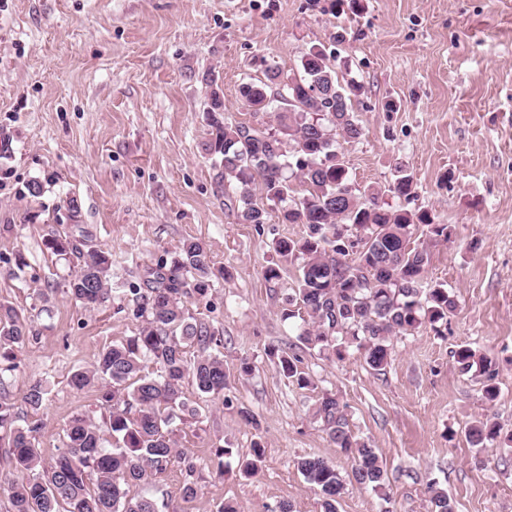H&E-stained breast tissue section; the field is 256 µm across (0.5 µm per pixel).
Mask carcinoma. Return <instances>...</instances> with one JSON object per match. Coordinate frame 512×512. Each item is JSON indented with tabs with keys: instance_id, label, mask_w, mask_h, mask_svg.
<instances>
[{
	"instance_id": "obj_1",
	"label": "carcinoma",
	"mask_w": 512,
	"mask_h": 512,
	"mask_svg": "<svg viewBox=\"0 0 512 512\" xmlns=\"http://www.w3.org/2000/svg\"><path fill=\"white\" fill-rule=\"evenodd\" d=\"M322 95L309 93L312 83ZM359 87L342 83L326 52L311 47L300 57L299 73L286 80L275 65L265 68V80L240 88L246 103L260 110L281 103L276 127L228 123L224 103L212 92L209 105L211 138L207 145L221 168L220 179L232 185L230 201L238 221L265 224L268 212L254 201L256 190L279 206V219L304 224L299 240L276 241L277 261L266 268L268 281L281 270L296 267V297L288 300L285 316H296L299 304L310 317L298 335L300 343L338 359L353 344L375 371L388 364L390 337L410 334L430 325L438 334L456 308L454 295L443 283L423 287L429 262L427 250L412 241L423 227L434 237L448 238V225L437 224L426 211H412L378 201L379 191L358 189L336 148V137L360 139L363 128L353 110ZM413 177L400 173L388 192L409 202L416 196ZM44 247L56 260L74 265L63 287L74 300L93 308L110 293L112 260L85 238L53 233ZM213 262L203 245L185 239L175 254L145 270L143 287L132 288V315L143 322L139 331L102 350L95 365L76 370L69 383L76 390L98 386L109 412V435L77 414L65 429V448L50 471L41 473L36 446L38 427H18L9 394L0 389V440H7L14 478L7 481V512H156L152 500L138 497L133 488L167 473L179 464L194 471L192 461L175 448L170 426L187 410L181 383L192 378L205 395L219 396L226 387L223 356L210 353L218 344L217 330L189 314L186 299H204L211 290ZM26 316L0 303V361L16 368L14 347L28 339ZM197 349L194 359L189 350ZM283 375L300 386L310 380L300 369L301 359L289 349H275ZM464 372H474L483 397H498L496 362L465 344L452 351ZM153 371H147L148 365ZM314 416L330 441L351 460L342 475L320 457H302L297 470L322 498L323 512H336L347 485L356 483L383 492L387 472L369 443L349 430L345 406L334 395L318 402ZM465 436L474 448L501 441L512 444V433L488 419L475 421ZM264 459L256 441L251 457L241 463L254 475ZM432 512H454L448 495L429 487Z\"/></svg>"
}]
</instances>
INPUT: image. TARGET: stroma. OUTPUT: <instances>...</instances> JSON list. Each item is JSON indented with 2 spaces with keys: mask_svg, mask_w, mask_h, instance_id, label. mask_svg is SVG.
<instances>
[{
  "mask_svg": "<svg viewBox=\"0 0 512 512\" xmlns=\"http://www.w3.org/2000/svg\"><path fill=\"white\" fill-rule=\"evenodd\" d=\"M313 46L339 55V79L362 87L353 108L364 134L340 148L351 180L384 188L406 170L413 209L450 230L445 241L420 238L426 281L456 299L448 330L391 337L379 372L356 348L338 360L299 345L302 319L282 316L296 271L269 282L264 270L273 241L300 238L305 227L279 223L261 195L267 224L239 223L207 150L212 88L228 122L271 123L272 113L244 103L240 85L263 80L264 58L294 76ZM34 180L43 185L36 198L27 192ZM57 230L85 232L111 254L112 291L98 308L65 293V269L43 246ZM187 238L227 271L187 307L219 331L228 385L205 398L182 384L195 411L176 420L173 438L194 460L196 498L181 500L188 476L176 466L137 495L159 512H217L227 501L242 512L283 503L322 512L296 462L316 456L350 472L312 416L331 393L388 477L384 497L349 485L337 512H431L432 482L455 512H512V448L478 450L465 437L486 414L512 429V0H359L355 9L348 0H0V303L22 309L32 330L0 384L22 419L39 424L43 464L62 451L72 416L105 427L98 389L74 390L68 378L137 333L131 287ZM461 344L497 359L494 405L456 364ZM274 346L295 349L312 387L280 373ZM244 361L251 373L240 372ZM37 382L45 396L34 411L23 396ZM246 410L256 424L244 421ZM257 440L265 459L247 478L239 461ZM220 446L232 451L221 462Z\"/></svg>",
  "mask_w": 512,
  "mask_h": 512,
  "instance_id": "stroma-1",
  "label": "stroma"
}]
</instances>
